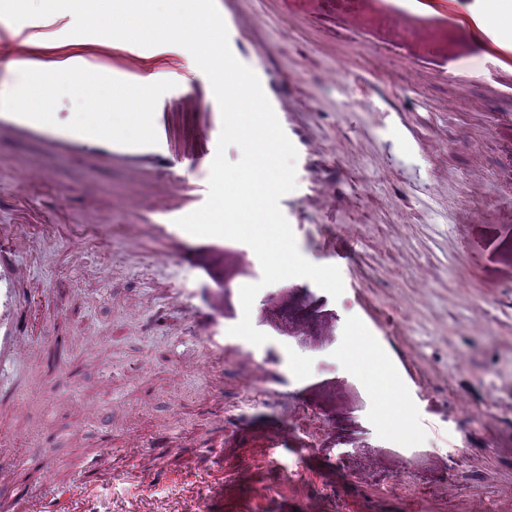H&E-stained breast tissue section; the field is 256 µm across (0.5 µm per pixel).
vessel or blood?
Wrapping results in <instances>:
<instances>
[{
	"mask_svg": "<svg viewBox=\"0 0 512 512\" xmlns=\"http://www.w3.org/2000/svg\"><path fill=\"white\" fill-rule=\"evenodd\" d=\"M229 33V45L234 56L253 67L275 114H282L284 104L281 90L272 74L255 64L254 48L244 37L243 23L231 11L226 0H215ZM63 17L53 14L22 30L0 28V45L11 51L12 61L28 71L43 67L42 56L32 50L34 43L43 41L54 30L64 27ZM469 26L481 42L505 64L512 65V34L505 33L493 16L492 7H479L469 16ZM54 60L61 66L82 73L87 79H109L127 88H144L142 118L146 131L137 140H129L116 132L98 128H77L59 121H50L36 107L26 106L0 112V133L23 135L52 147L78 154L99 162L129 163L138 156L156 160L161 171L171 167V151L164 113L159 112L151 89L173 70L182 67L177 46L154 47L151 58H144L142 47L129 43H114L112 49L93 55L74 54L58 49ZM199 79H191L186 95L194 100L205 118L199 137L205 144L202 153L189 155L188 160L197 172L196 180L171 181L162 201H142L134 212V221L148 234L177 243L188 238L176 220L199 208L208 191L205 175L211 169L217 142L222 129V117L213 91H200ZM24 230L19 224L0 225V365L11 361L22 334L20 309L26 299L25 290L16 273L11 254L22 239ZM203 342L210 360L224 359V323L207 319Z\"/></svg>",
	"mask_w": 512,
	"mask_h": 512,
	"instance_id": "1",
	"label": "vessel or blood"
}]
</instances>
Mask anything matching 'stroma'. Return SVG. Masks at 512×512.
<instances>
[{
  "instance_id": "1",
  "label": "stroma",
  "mask_w": 512,
  "mask_h": 512,
  "mask_svg": "<svg viewBox=\"0 0 512 512\" xmlns=\"http://www.w3.org/2000/svg\"><path fill=\"white\" fill-rule=\"evenodd\" d=\"M475 7L240 0L317 160L296 166L297 247L326 265L348 238L356 264L336 299L304 278L263 287L250 314L268 342L225 336L220 367L193 313L239 323L241 287L262 278L254 251L199 238L180 263L131 227L167 176L134 182L0 135V224L27 227L14 263L29 297L21 352L0 367V497L33 506L42 470L71 487L97 450L96 512H227L241 498L257 512H512V69L465 25ZM185 65L156 87L179 153L199 122ZM81 79L57 67L49 119L141 126L114 111L109 81L84 111ZM24 165L42 178L24 182ZM277 430L289 449L265 458ZM305 440L336 477L309 472L293 452Z\"/></svg>"
}]
</instances>
